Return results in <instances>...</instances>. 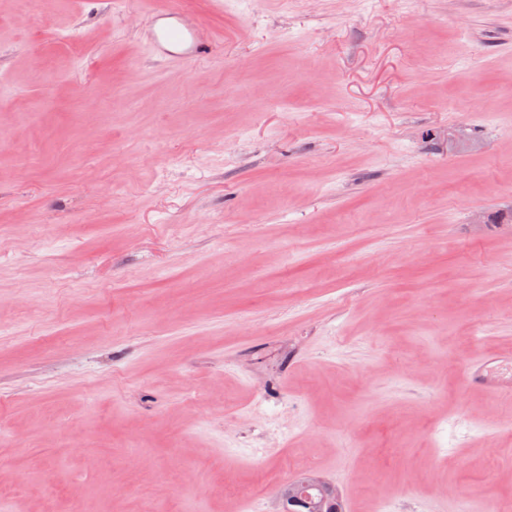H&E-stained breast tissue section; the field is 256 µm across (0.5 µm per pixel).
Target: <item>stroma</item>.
Wrapping results in <instances>:
<instances>
[{
  "mask_svg": "<svg viewBox=\"0 0 512 512\" xmlns=\"http://www.w3.org/2000/svg\"><path fill=\"white\" fill-rule=\"evenodd\" d=\"M223 3L0 0V512L512 502V0ZM148 36V51L168 61L201 59L208 55L212 41L203 37L192 17L183 10L156 13ZM497 359L485 356H476L465 367L463 383L466 387L482 386L492 391H498L500 387L493 383L488 377L490 366ZM322 486L333 488L336 491V498L340 500L338 490L319 472H311L294 481L288 482V484L284 485L276 492V497L281 505L285 501L287 502V500L291 504L297 502L303 503L304 499L310 500L307 493L308 490Z\"/></svg>",
  "mask_w": 512,
  "mask_h": 512,
  "instance_id": "stroma-1",
  "label": "stroma"
}]
</instances>
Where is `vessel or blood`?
<instances>
[{"label": "vessel or blood", "mask_w": 512, "mask_h": 512, "mask_svg": "<svg viewBox=\"0 0 512 512\" xmlns=\"http://www.w3.org/2000/svg\"><path fill=\"white\" fill-rule=\"evenodd\" d=\"M209 38L203 37L192 17L185 11H161L148 36V51L168 61L201 59L207 56ZM492 364L491 358L478 356L465 367L463 383L465 386L492 388L488 377Z\"/></svg>", "instance_id": "vessel-or-blood-1"}]
</instances>
